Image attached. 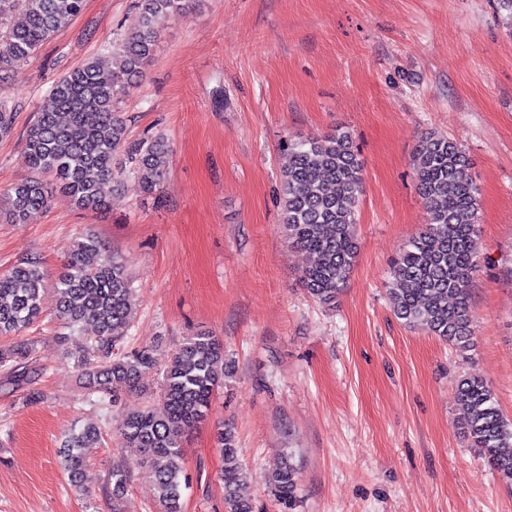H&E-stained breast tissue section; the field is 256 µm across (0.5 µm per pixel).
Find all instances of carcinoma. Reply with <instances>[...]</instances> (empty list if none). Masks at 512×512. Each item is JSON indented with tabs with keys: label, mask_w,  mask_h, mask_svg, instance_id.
I'll use <instances>...</instances> for the list:
<instances>
[{
	"label": "carcinoma",
	"mask_w": 512,
	"mask_h": 512,
	"mask_svg": "<svg viewBox=\"0 0 512 512\" xmlns=\"http://www.w3.org/2000/svg\"><path fill=\"white\" fill-rule=\"evenodd\" d=\"M83 0H0V66H12L35 52L78 16ZM183 0H141L131 31L112 47L62 76L44 98L27 130L25 155L32 176L16 183L8 196L12 223L48 206L52 190L68 193L76 205L98 212L109 203L108 186L122 187L115 173L119 151L134 164L133 178L143 193L164 182L162 139L130 142L116 101L137 83L152 56L156 33L152 17L179 12ZM13 107L0 101V135L13 127ZM288 166L281 176L280 203L288 243L306 251L313 263L303 273L307 292L331 304L345 288L359 250L356 210L362 193V162L346 132L286 144ZM418 190L429 210L425 230L409 241L394 262L389 299L395 316L424 326L460 351L471 347V286L478 267V188L468 175L470 160L452 139L421 138L414 156ZM45 274L30 261L0 274V336L19 334L41 317ZM63 328L77 331L93 322L97 335L68 357L74 359L88 401L102 404L119 390L135 392L142 376L155 369L153 349L143 347L122 358L112 356L120 330L133 313L131 280L124 264L97 236L78 238L54 288ZM33 344L19 341L0 350V366L29 358ZM224 344L209 333L184 340L162 370L161 415L150 408L124 415L117 430L122 447L139 452L151 469L160 512H183L185 433L204 421L215 393L224 385ZM458 395L466 413L460 429L501 478L512 483V422L500 412L491 386L463 378ZM101 432L87 426L64 445L68 480L80 481L87 451ZM216 447L222 460L225 512H254L238 494L247 470L239 460L235 432L221 428ZM112 504L127 491L128 476L110 473ZM266 484L282 512H295L299 475L290 460L267 476Z\"/></svg>",
	"instance_id": "1"
}]
</instances>
